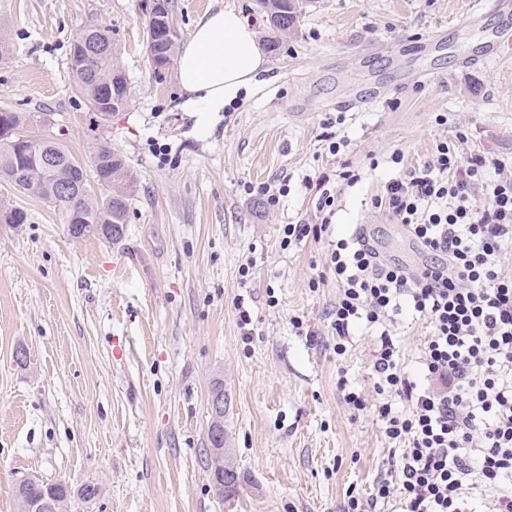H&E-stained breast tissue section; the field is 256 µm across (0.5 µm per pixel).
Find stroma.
<instances>
[{"mask_svg":"<svg viewBox=\"0 0 512 512\" xmlns=\"http://www.w3.org/2000/svg\"><path fill=\"white\" fill-rule=\"evenodd\" d=\"M139 3L0 0L11 48L0 59V108L49 116L83 164L111 148L136 180L112 244L70 236L57 208L0 179V204L28 214L0 224V512H19L14 487L29 474L97 485L71 512H341L349 495L400 478L398 445L373 410L378 338L358 326L335 354L327 242L284 249L281 229L320 223L323 175L335 197L332 239L362 225L383 261L429 263L374 200L443 141L497 159L489 180L512 175V58L460 62L480 54L499 21L489 0H303L266 72L202 124L182 109L176 66L154 71ZM174 4L184 41L227 5L269 35L256 0ZM92 26L110 30L128 80L126 108L106 122L71 89L70 44ZM283 183L288 195L273 206L246 192ZM389 332L417 374L431 325L403 313ZM219 385L224 445L244 477L229 503L207 465ZM348 389L368 409L347 405Z\"/></svg>","mask_w":512,"mask_h":512,"instance_id":"obj_1","label":"stroma"}]
</instances>
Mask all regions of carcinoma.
I'll list each match as a JSON object with an SVG mask.
<instances>
[{"label":"carcinoma","mask_w":512,"mask_h":512,"mask_svg":"<svg viewBox=\"0 0 512 512\" xmlns=\"http://www.w3.org/2000/svg\"><path fill=\"white\" fill-rule=\"evenodd\" d=\"M260 12L267 18L270 28L278 34V38L268 40V49L276 51L280 46V38L293 34L298 18V10L294 0H258ZM73 74V89L89 106L96 111V103L105 88L102 80L112 75V72L121 70L116 63L114 49L101 51L90 56V59L71 58ZM11 114V120L0 127V137L9 136L16 143V150L4 153L0 150V177L6 178L22 192L39 198L42 201L57 206L64 218H69L70 210L65 204L58 202L56 189L59 182L56 172L48 171L40 166L39 159L43 148L54 146L57 153L67 163V169L79 161L69 152L65 145L52 143L51 135H33L28 129L31 120L29 116L19 112H9L6 108L0 109V114ZM102 192L98 195L86 191V201H78L77 207L82 209L84 217L89 224L97 221L98 213L102 208L112 209V223L124 224L136 191L128 167L122 159L112 164V180L97 179ZM227 473L224 480V490L221 495L229 502L239 493L241 476L237 467L230 460H225ZM17 499L27 498L31 501L50 500L55 504L56 512H68L71 503V488L62 480L45 481L36 475H29L28 480L14 488Z\"/></svg>","instance_id":"obj_1"}]
</instances>
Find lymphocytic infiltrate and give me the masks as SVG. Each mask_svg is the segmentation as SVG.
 <instances>
[{"instance_id": "f902f5d3", "label": "lymphocytic infiltrate", "mask_w": 512, "mask_h": 512, "mask_svg": "<svg viewBox=\"0 0 512 512\" xmlns=\"http://www.w3.org/2000/svg\"><path fill=\"white\" fill-rule=\"evenodd\" d=\"M490 165L443 142L431 162L386 184L380 205L433 257L416 271L384 263L359 229L327 253L339 286L335 351L345 353L355 325L379 329L376 412L402 446L398 484L380 481L365 500L349 496L342 512H376L394 494L403 512H512V277L502 271L512 177L487 184ZM326 183L322 176L315 184L321 222L284 225L282 247L328 232L335 199ZM483 188L489 202L479 207ZM405 307L433 327L417 379L402 372L385 329Z\"/></svg>"}]
</instances>
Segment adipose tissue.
I'll use <instances>...</instances> for the list:
<instances>
[{"mask_svg": "<svg viewBox=\"0 0 512 512\" xmlns=\"http://www.w3.org/2000/svg\"><path fill=\"white\" fill-rule=\"evenodd\" d=\"M266 66L256 31L227 6L196 24L178 54L177 75L191 111L205 121L237 100Z\"/></svg>", "mask_w": 512, "mask_h": 512, "instance_id": "adipose-tissue-1", "label": "adipose tissue"}]
</instances>
